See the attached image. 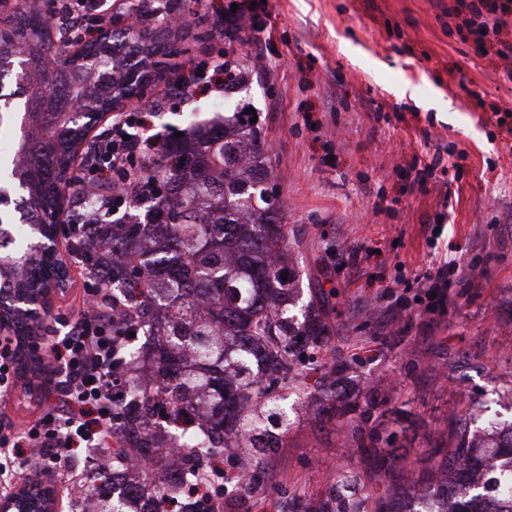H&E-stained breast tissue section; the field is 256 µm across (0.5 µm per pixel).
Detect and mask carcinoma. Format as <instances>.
<instances>
[{
  "label": "carcinoma",
  "mask_w": 512,
  "mask_h": 512,
  "mask_svg": "<svg viewBox=\"0 0 512 512\" xmlns=\"http://www.w3.org/2000/svg\"><path fill=\"white\" fill-rule=\"evenodd\" d=\"M56 31L24 4L0 28V99L20 98L31 113L25 140L14 134L0 150V165L18 176L22 190L0 200V251L10 257L0 270V295L43 279L47 264L23 244L33 225L77 195L74 177L63 173L87 129L86 118L69 112L71 103L82 102L89 113L110 110L132 93L133 60L165 54L171 35L151 27L113 31L83 44L101 60L90 68L53 50ZM269 173L259 129L232 116L211 121L161 149L146 173L158 193L143 200V217L113 223L101 236L91 226L78 237L89 266L109 255L98 286L150 333L148 346L130 339L118 354L129 374L118 447L112 464L87 476L72 512H164L165 501L177 502L180 512H239L219 501L207 507L188 488L213 476L211 459L226 448L238 449L249 487L260 478L255 457L284 442L288 406L272 383L299 370L308 350L323 344L324 327L312 312L301 322L288 315L298 291ZM161 404L175 420L203 421L173 434L155 421ZM367 451L376 467L396 470L394 451ZM436 457L421 481L430 493L426 509L389 493L369 509L370 496L350 495L356 478L343 473L340 490L292 512H512V498L497 499L512 485V422L491 447L463 430Z\"/></svg>",
  "instance_id": "1"
}]
</instances>
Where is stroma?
<instances>
[{
    "label": "stroma",
    "instance_id": "35a3bbf8",
    "mask_svg": "<svg viewBox=\"0 0 512 512\" xmlns=\"http://www.w3.org/2000/svg\"><path fill=\"white\" fill-rule=\"evenodd\" d=\"M214 1L233 2L178 0L191 25L172 44L186 62L247 65L246 80L162 102L154 129L170 137L255 110L298 303L319 307L327 326L313 362L344 369L332 403L319 373L288 379L302 405L282 448L260 460L262 486L240 503L286 512L343 471L373 495L414 488L461 420L482 435L488 420L512 418V60L458 31L456 0H266L252 45L224 33ZM263 58L273 72L257 68ZM436 157L426 190L413 189L415 169ZM351 247L366 253L357 272L342 262ZM440 260L452 263L448 303L430 313L414 276ZM85 277L71 267L41 353L56 313L78 310ZM372 399L378 413L357 418ZM370 428L396 448L400 484L359 448Z\"/></svg>",
    "mask_w": 512,
    "mask_h": 512
}]
</instances>
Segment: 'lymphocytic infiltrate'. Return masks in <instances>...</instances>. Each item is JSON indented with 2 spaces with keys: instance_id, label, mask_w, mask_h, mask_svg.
<instances>
[{
  "instance_id": "obj_1",
  "label": "lymphocytic infiltrate",
  "mask_w": 512,
  "mask_h": 512,
  "mask_svg": "<svg viewBox=\"0 0 512 512\" xmlns=\"http://www.w3.org/2000/svg\"><path fill=\"white\" fill-rule=\"evenodd\" d=\"M461 22L482 50L512 56V44L503 42L504 30L512 27V0H458ZM49 12L70 27L71 43L92 37L97 25L112 17V0H50ZM225 66L220 62L190 63L188 69L169 70L167 82L187 93L194 87L224 89ZM152 115L144 110L118 112L112 127L94 151L84 156L77 181L84 188L111 187L103 206L80 211L82 224H105L130 203L150 196L145 173L152 168L161 140L152 133ZM118 341L112 334V316L105 309L86 311L68 325L51 346L57 380L51 392L63 403L62 413H45L26 423L22 432L0 421V454L26 463V449L42 451L45 465L64 468L80 448H105L117 424V395L111 380L116 366Z\"/></svg>"
}]
</instances>
